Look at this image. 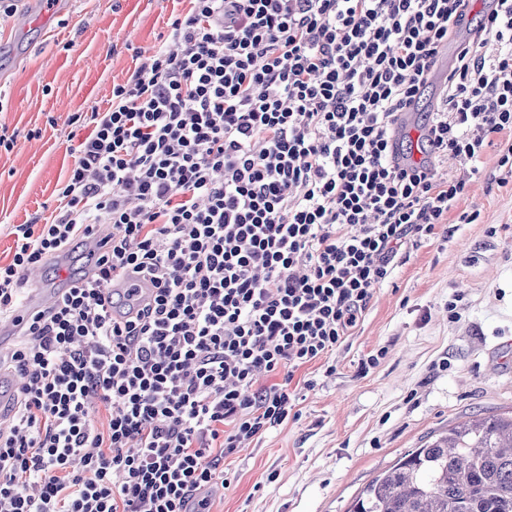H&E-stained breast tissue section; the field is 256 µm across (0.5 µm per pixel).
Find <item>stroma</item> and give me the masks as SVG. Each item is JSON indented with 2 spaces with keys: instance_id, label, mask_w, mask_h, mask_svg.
<instances>
[{
  "instance_id": "1",
  "label": "stroma",
  "mask_w": 512,
  "mask_h": 512,
  "mask_svg": "<svg viewBox=\"0 0 512 512\" xmlns=\"http://www.w3.org/2000/svg\"><path fill=\"white\" fill-rule=\"evenodd\" d=\"M188 8L187 0H19L0 17V132L14 138L0 150L1 263L12 258L13 226L57 207L73 149L89 132L81 116L111 106L113 85L150 61ZM28 11L33 19L17 24ZM507 140L489 136L482 177L431 240L394 258L329 362L296 372V382H315L298 418L226 460L231 485L213 496L212 512H349L407 451L460 420L512 414V181L499 182L497 170ZM464 213L472 223L460 222ZM374 353L377 364L360 373Z\"/></svg>"
}]
</instances>
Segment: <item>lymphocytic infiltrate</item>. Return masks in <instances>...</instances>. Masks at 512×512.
<instances>
[{"label": "lymphocytic infiltrate", "instance_id": "f902f5d3", "mask_svg": "<svg viewBox=\"0 0 512 512\" xmlns=\"http://www.w3.org/2000/svg\"><path fill=\"white\" fill-rule=\"evenodd\" d=\"M496 3L479 27L496 53L461 46L416 162L393 126L473 0H190L91 113L52 222L15 225L0 264L2 318L25 271L112 228L96 275L69 276L10 356L0 512H210L225 460L295 416L296 371L352 335L398 251L480 178L486 138L512 132ZM448 155L463 172L437 181ZM134 274L156 295L126 316L106 291Z\"/></svg>", "mask_w": 512, "mask_h": 512}]
</instances>
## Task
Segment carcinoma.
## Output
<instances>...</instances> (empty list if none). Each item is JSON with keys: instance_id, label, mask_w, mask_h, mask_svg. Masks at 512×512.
Returning <instances> with one entry per match:
<instances>
[{"instance_id": "1", "label": "carcinoma", "mask_w": 512, "mask_h": 512, "mask_svg": "<svg viewBox=\"0 0 512 512\" xmlns=\"http://www.w3.org/2000/svg\"><path fill=\"white\" fill-rule=\"evenodd\" d=\"M350 512H512V417L458 422L375 477Z\"/></svg>"}]
</instances>
